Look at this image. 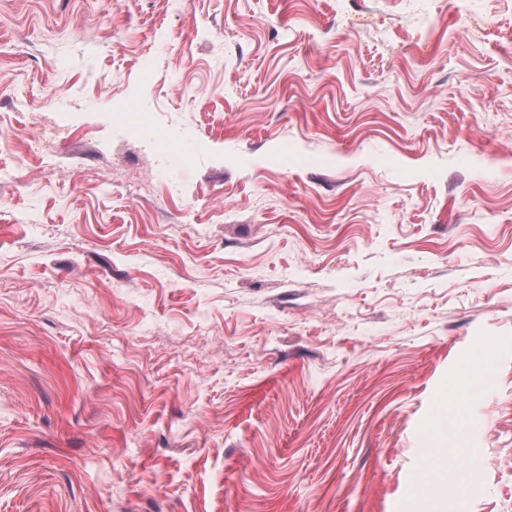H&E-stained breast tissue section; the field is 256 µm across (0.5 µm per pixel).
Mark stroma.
Wrapping results in <instances>:
<instances>
[{
  "instance_id": "35a3bbf8",
  "label": "stroma",
  "mask_w": 512,
  "mask_h": 512,
  "mask_svg": "<svg viewBox=\"0 0 512 512\" xmlns=\"http://www.w3.org/2000/svg\"><path fill=\"white\" fill-rule=\"evenodd\" d=\"M0 126V512H512V0H0Z\"/></svg>"
}]
</instances>
